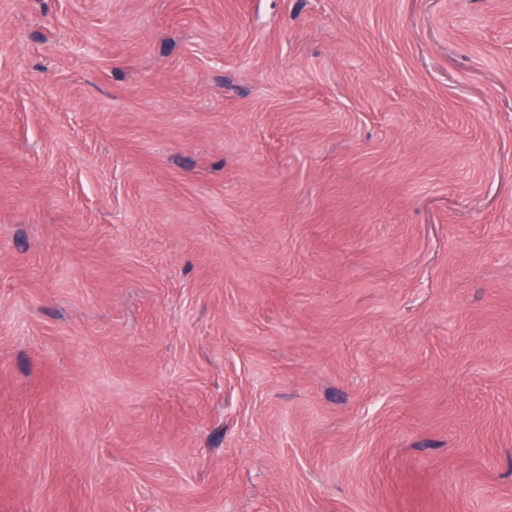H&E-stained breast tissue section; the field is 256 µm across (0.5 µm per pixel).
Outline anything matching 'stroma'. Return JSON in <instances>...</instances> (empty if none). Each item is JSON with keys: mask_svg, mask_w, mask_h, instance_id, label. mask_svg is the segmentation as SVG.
Wrapping results in <instances>:
<instances>
[{"mask_svg": "<svg viewBox=\"0 0 512 512\" xmlns=\"http://www.w3.org/2000/svg\"><path fill=\"white\" fill-rule=\"evenodd\" d=\"M0 512H512V0H0Z\"/></svg>", "mask_w": 512, "mask_h": 512, "instance_id": "stroma-1", "label": "stroma"}]
</instances>
